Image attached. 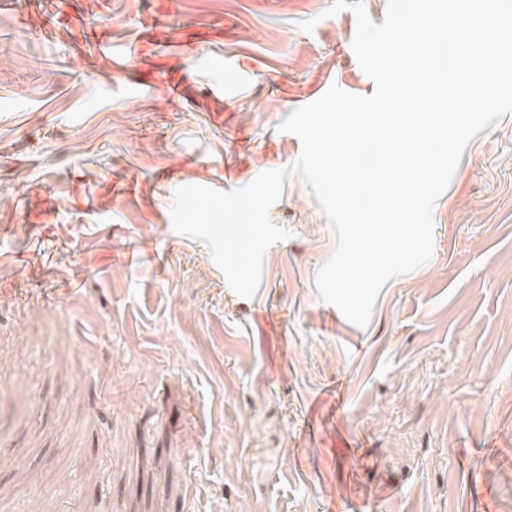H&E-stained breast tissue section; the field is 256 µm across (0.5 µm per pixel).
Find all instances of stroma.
<instances>
[{
	"instance_id": "obj_1",
	"label": "stroma",
	"mask_w": 512,
	"mask_h": 512,
	"mask_svg": "<svg viewBox=\"0 0 512 512\" xmlns=\"http://www.w3.org/2000/svg\"><path fill=\"white\" fill-rule=\"evenodd\" d=\"M333 4L0 0V512H512V114L367 326L317 297L298 176L253 298L172 229L178 188L293 163V109L374 92Z\"/></svg>"
}]
</instances>
